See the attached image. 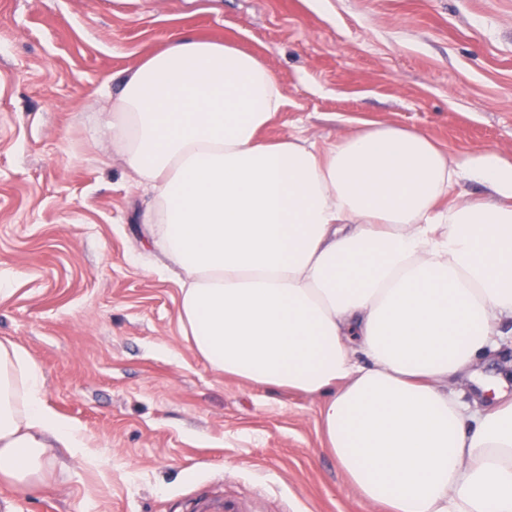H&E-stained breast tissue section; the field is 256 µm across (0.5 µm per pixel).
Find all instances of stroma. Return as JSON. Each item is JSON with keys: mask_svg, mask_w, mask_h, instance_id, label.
I'll return each mask as SVG.
<instances>
[{"mask_svg": "<svg viewBox=\"0 0 512 512\" xmlns=\"http://www.w3.org/2000/svg\"><path fill=\"white\" fill-rule=\"evenodd\" d=\"M189 35L260 54L289 105L260 137L335 143L364 124L512 160V0H0V339L43 368L88 456L12 512H371L325 448L317 398L213 371L183 340L152 194L100 109ZM191 508L194 512H251L244 503H229L224 494L194 502Z\"/></svg>", "mask_w": 512, "mask_h": 512, "instance_id": "obj_1", "label": "stroma"}]
</instances>
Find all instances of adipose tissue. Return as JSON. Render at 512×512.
<instances>
[{
	"label": "adipose tissue",
	"instance_id": "adipose-tissue-1",
	"mask_svg": "<svg viewBox=\"0 0 512 512\" xmlns=\"http://www.w3.org/2000/svg\"><path fill=\"white\" fill-rule=\"evenodd\" d=\"M287 104L262 57L189 36L109 104L112 143L153 195V241L183 273L185 341L217 372L319 397L366 506L512 512V399L472 411L452 389L512 335V162L391 127L262 143ZM461 180L489 197L440 207ZM43 388L0 340V478L20 493L82 447Z\"/></svg>",
	"mask_w": 512,
	"mask_h": 512
}]
</instances>
